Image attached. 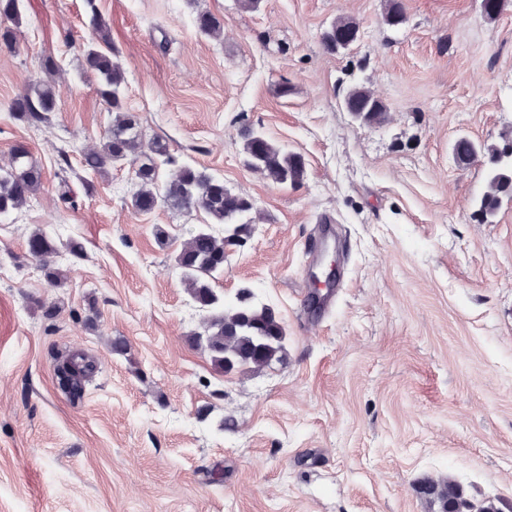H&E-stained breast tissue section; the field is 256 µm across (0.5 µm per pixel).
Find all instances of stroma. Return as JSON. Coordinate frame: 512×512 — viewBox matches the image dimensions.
Here are the masks:
<instances>
[{
    "instance_id": "stroma-1",
    "label": "stroma",
    "mask_w": 512,
    "mask_h": 512,
    "mask_svg": "<svg viewBox=\"0 0 512 512\" xmlns=\"http://www.w3.org/2000/svg\"><path fill=\"white\" fill-rule=\"evenodd\" d=\"M402 2L392 28L387 0H98L143 144L254 204L212 286L274 310L282 359L225 373L191 342L206 314L176 264L209 216L136 213L131 162L61 202L58 150L80 169L112 114L83 72L84 0H20L17 45L0 47V166L25 146L42 185L0 217V512H437L422 488L441 477L512 512V199L481 222L486 167L454 151L512 134V0L492 21L481 0ZM199 12L223 18L220 38ZM339 17L358 39L330 55L321 37ZM48 54L57 108L31 128L7 105ZM356 84L383 121L345 111ZM245 127L301 156L300 185L245 166ZM325 216L338 286L314 312ZM36 229L60 280L28 254ZM75 355L98 370L73 401L57 367Z\"/></svg>"
}]
</instances>
